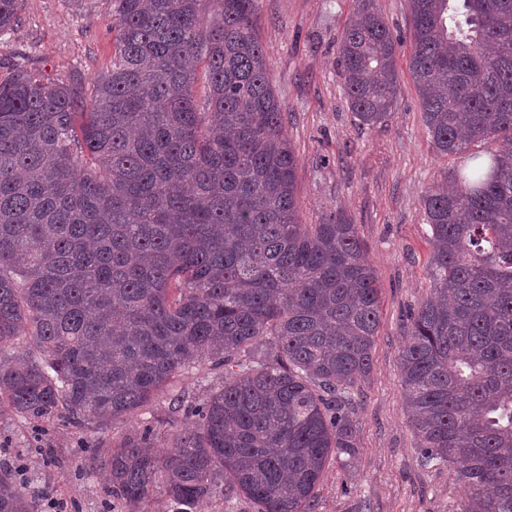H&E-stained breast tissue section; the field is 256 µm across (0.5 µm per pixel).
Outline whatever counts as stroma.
Returning a JSON list of instances; mask_svg holds the SVG:
<instances>
[{
    "mask_svg": "<svg viewBox=\"0 0 512 512\" xmlns=\"http://www.w3.org/2000/svg\"><path fill=\"white\" fill-rule=\"evenodd\" d=\"M374 5L402 47L393 113L367 127L350 109L337 54L355 0H259L260 35L284 132L299 160L301 221L317 224L337 212L355 224L380 296L372 371L356 391L358 451L351 459L329 460L314 512H455L462 491L452 475L419 463L399 355L410 311L431 293V228L422 198L462 167L467 154H439L425 126L408 68L410 0ZM112 24L109 0H85L80 11L67 0H23L17 26L0 37V80L25 66L91 84L112 62ZM223 382V369L197 364L148 404L103 427L37 422L2 411L0 466L25 464L24 487L35 512H45L50 499L66 502L67 512H125L105 469L89 467V458L106 457L147 426L157 430L159 450H167L192 420L185 404L202 403Z\"/></svg>",
    "mask_w": 512,
    "mask_h": 512,
    "instance_id": "35a3bbf8",
    "label": "stroma"
}]
</instances>
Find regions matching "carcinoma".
<instances>
[{"label":"carcinoma","instance_id":"1","mask_svg":"<svg viewBox=\"0 0 512 512\" xmlns=\"http://www.w3.org/2000/svg\"><path fill=\"white\" fill-rule=\"evenodd\" d=\"M23 0H0V35ZM113 0L91 92L19 67L0 81V408L103 426L208 361L224 386L159 453L152 427L104 466L140 512L218 491L313 512L330 457L356 454L352 391L380 299L355 225L299 218L298 160L258 35V0ZM339 43L367 126L392 114L393 37L373 0ZM409 69L437 151L499 143L432 189V296L401 382L421 466L453 470L456 512H512V0H411ZM206 94L198 100V68ZM24 359L7 358L21 339ZM0 512H32L0 471Z\"/></svg>","mask_w":512,"mask_h":512}]
</instances>
